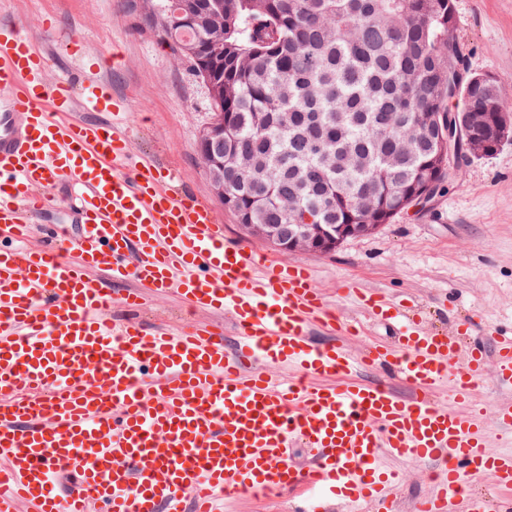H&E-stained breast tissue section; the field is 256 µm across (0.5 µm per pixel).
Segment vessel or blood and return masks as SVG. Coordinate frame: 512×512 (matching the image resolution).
<instances>
[{
    "label": "vessel or blood",
    "mask_w": 512,
    "mask_h": 512,
    "mask_svg": "<svg viewBox=\"0 0 512 512\" xmlns=\"http://www.w3.org/2000/svg\"><path fill=\"white\" fill-rule=\"evenodd\" d=\"M102 66L84 58L79 78H49L40 40L0 23V512H219L230 496L283 492L291 512H395L402 474L386 454L434 462L417 512H487L476 478L511 491L512 453L490 446L477 376L491 359L512 386V336L465 345L353 288L389 336L352 353L366 327L325 302L308 265L225 241L210 207L172 191V168L133 162ZM65 181L80 190L75 234L31 244ZM163 293L227 316L232 343L204 323L112 317ZM316 325L336 340L314 343ZM369 369L412 396L363 380ZM446 381L450 403L435 397ZM297 443L314 449L310 469L290 462Z\"/></svg>",
    "instance_id": "vessel-or-blood-1"
}]
</instances>
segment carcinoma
I'll return each instance as SVG.
<instances>
[{
	"instance_id": "carcinoma-1",
	"label": "carcinoma",
	"mask_w": 512,
	"mask_h": 512,
	"mask_svg": "<svg viewBox=\"0 0 512 512\" xmlns=\"http://www.w3.org/2000/svg\"><path fill=\"white\" fill-rule=\"evenodd\" d=\"M194 22L170 28L171 0H149L140 21L172 55L224 63L212 113L232 114L197 152L224 158L210 182L239 201L240 224H388L428 181L456 178L440 162L432 112L448 98V31L455 0H187ZM495 83L462 81L468 112H512ZM318 171L315 182L305 181Z\"/></svg>"
}]
</instances>
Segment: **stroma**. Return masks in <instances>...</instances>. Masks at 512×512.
<instances>
[{"mask_svg":"<svg viewBox=\"0 0 512 512\" xmlns=\"http://www.w3.org/2000/svg\"><path fill=\"white\" fill-rule=\"evenodd\" d=\"M456 8V36L470 72L503 77L502 93L512 104V0H456ZM1 19L22 21L39 36L53 77L81 67L65 50L70 38H79L88 54H118V65L102 76L126 103L131 152L174 168V189L208 205L226 240L281 264H308L327 303L345 316L363 315L347 294L355 287L414 299L433 330L461 334L471 326L488 344L512 334V141L472 161L449 186L376 234L348 239L328 255L286 256L247 236L215 197L197 154L211 113L207 89L155 33L142 28L134 0H0ZM112 316L174 326L188 313L180 298L162 294L134 313L113 306ZM479 395L491 446L502 449L495 412L512 402V389L498 385L493 364L481 371ZM392 465L402 473L397 512H415L419 496L430 489L428 466L398 459Z\"/></svg>","mask_w":512,"mask_h":512,"instance_id":"obj_1","label":"stroma"}]
</instances>
